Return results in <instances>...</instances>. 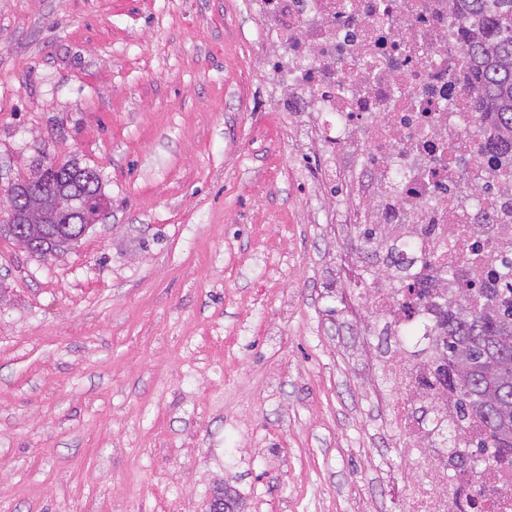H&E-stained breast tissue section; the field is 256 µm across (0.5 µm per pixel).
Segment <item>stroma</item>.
<instances>
[{
    "label": "stroma",
    "instance_id": "obj_1",
    "mask_svg": "<svg viewBox=\"0 0 512 512\" xmlns=\"http://www.w3.org/2000/svg\"><path fill=\"white\" fill-rule=\"evenodd\" d=\"M249 0H0V200L96 170L102 221L40 258L0 237V512H391L412 475L367 382L381 287L345 186L262 92Z\"/></svg>",
    "mask_w": 512,
    "mask_h": 512
}]
</instances>
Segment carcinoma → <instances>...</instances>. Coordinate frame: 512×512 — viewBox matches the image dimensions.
Wrapping results in <instances>:
<instances>
[{
	"label": "carcinoma",
	"mask_w": 512,
	"mask_h": 512,
	"mask_svg": "<svg viewBox=\"0 0 512 512\" xmlns=\"http://www.w3.org/2000/svg\"><path fill=\"white\" fill-rule=\"evenodd\" d=\"M461 20L460 39L468 56L467 85L474 102L471 136L486 148L490 163L504 156L512 162V0H452ZM41 199L49 202L39 224L25 223L24 214L6 211L0 237L10 238L19 228L39 235L49 255L65 251L82 236L81 225L55 222L51 202L58 196L74 199L81 208L101 183L86 188L88 172L78 163L39 167ZM441 353L448 360L441 374L460 416L453 427L436 425L434 440L444 446L459 441L474 420L483 434L468 447L478 463L472 489L486 485L489 468L512 470V271L500 285L469 288L456 307L443 316Z\"/></svg>",
	"instance_id": "cac0c4a2"
}]
</instances>
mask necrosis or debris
Returning a JSON list of instances; mask_svg holds the SVG:
<instances>
[{
	"label": "necrosis or debris",
	"instance_id": "1",
	"mask_svg": "<svg viewBox=\"0 0 512 512\" xmlns=\"http://www.w3.org/2000/svg\"><path fill=\"white\" fill-rule=\"evenodd\" d=\"M266 39L281 50L274 62L279 112H309L323 160L318 182L341 177L337 156H355L362 192L346 222L369 226L382 244L374 265L387 285L370 292L378 327L397 342L384 364L389 423L406 446L416 483L399 496L398 512H471L469 480L451 472L431 447L420 411L454 421L457 407L430 354L414 355L404 330L420 343L438 335L430 299L409 301L405 279L427 284L432 297L457 303L461 277L486 279L512 265V225L499 205L512 175L492 177L468 131L461 106L467 54L448 0H258ZM472 185L467 201L457 183Z\"/></svg>",
	"mask_w": 512,
	"mask_h": 512
}]
</instances>
